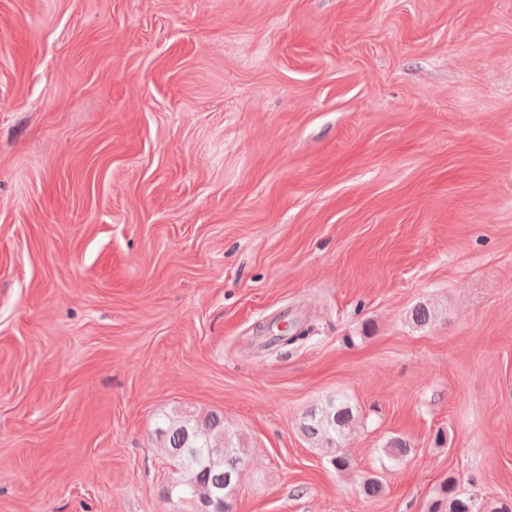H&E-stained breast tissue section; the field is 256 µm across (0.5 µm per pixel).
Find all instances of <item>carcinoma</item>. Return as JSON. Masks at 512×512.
I'll list each match as a JSON object with an SVG mask.
<instances>
[{
  "label": "carcinoma",
  "instance_id": "obj_1",
  "mask_svg": "<svg viewBox=\"0 0 512 512\" xmlns=\"http://www.w3.org/2000/svg\"><path fill=\"white\" fill-rule=\"evenodd\" d=\"M352 421L348 401L334 396L307 415L302 432L328 450L334 468L344 470L349 460L340 451V441ZM156 433L176 470L168 496L192 503L195 512H230L229 491L237 485L247 455L240 436L225 430L224 418L214 413L167 416L157 425ZM383 451L388 460L397 462L410 453L411 446L393 437ZM431 512H476V503L460 492L456 479L450 476L440 485Z\"/></svg>",
  "mask_w": 512,
  "mask_h": 512
}]
</instances>
